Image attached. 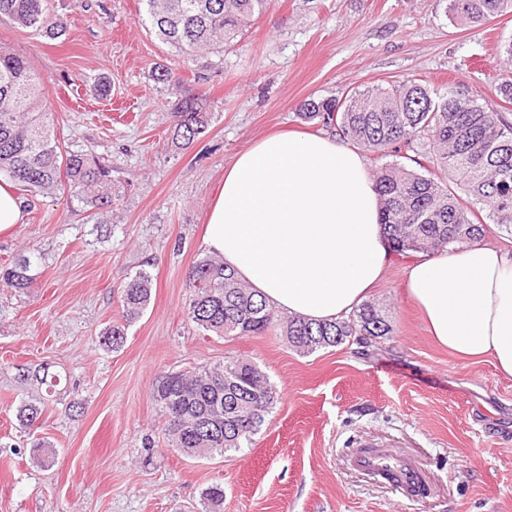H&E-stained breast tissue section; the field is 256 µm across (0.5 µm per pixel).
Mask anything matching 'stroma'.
<instances>
[{
  "label": "stroma",
  "mask_w": 512,
  "mask_h": 512,
  "mask_svg": "<svg viewBox=\"0 0 512 512\" xmlns=\"http://www.w3.org/2000/svg\"><path fill=\"white\" fill-rule=\"evenodd\" d=\"M48 7L67 22L62 37L4 20L0 45L31 60L62 145L110 165L120 196L100 214L21 192L27 219L0 237V270L26 254L34 277L25 291L0 286V512H202L216 484L223 512H512V378L434 342L404 293L409 259H393L367 298L391 331L366 355L351 343L302 354L276 329L204 334L186 286L238 153L278 131L322 133L298 115L306 100L395 80L496 101L512 80V15L462 27L443 0H273L223 56L190 60L142 24L141 0ZM187 96L203 97L210 121L182 149L170 114ZM143 268L150 303L124 346L105 350L120 284ZM228 357L256 363L277 401L250 444L189 457L168 444L152 386ZM39 366L55 388L30 378ZM24 400L43 403L27 430L15 417ZM34 439L53 464L32 456ZM365 448L411 457L423 492L403 498L355 469Z\"/></svg>",
  "instance_id": "1"
}]
</instances>
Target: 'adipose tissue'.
Masks as SVG:
<instances>
[{
	"label": "adipose tissue",
	"mask_w": 512,
	"mask_h": 512,
	"mask_svg": "<svg viewBox=\"0 0 512 512\" xmlns=\"http://www.w3.org/2000/svg\"><path fill=\"white\" fill-rule=\"evenodd\" d=\"M203 242L270 306L316 320L350 314L393 256L361 151L330 134L279 133L239 153ZM406 294L439 345L512 377V251L477 241L418 254Z\"/></svg>",
	"instance_id": "adipose-tissue-1"
}]
</instances>
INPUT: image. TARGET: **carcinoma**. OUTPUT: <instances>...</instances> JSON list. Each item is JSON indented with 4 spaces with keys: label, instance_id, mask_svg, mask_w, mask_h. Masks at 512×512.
Returning <instances> with one entry per match:
<instances>
[{
    "label": "carcinoma",
    "instance_id": "1",
    "mask_svg": "<svg viewBox=\"0 0 512 512\" xmlns=\"http://www.w3.org/2000/svg\"><path fill=\"white\" fill-rule=\"evenodd\" d=\"M156 37L196 56L222 53L272 0H142ZM446 12L465 24L512 13V0H447ZM0 18L55 39L67 28L47 14L46 0H0ZM43 79L29 60L0 46V176L35 195L75 197L99 210L118 197L112 167L97 157L62 146L42 100ZM499 102L481 104L461 91L440 93L418 79L355 91L341 98L310 99L299 115L335 131L376 158L407 153L409 166L385 163L375 171L383 225L395 255L431 254L472 242L484 232L479 218L512 235V81L497 88ZM173 117V140L189 147L209 124L199 99L185 98ZM29 256L19 255L0 275L8 288L31 287ZM191 320L216 336H246L277 328L300 353L335 347L352 339L368 349L391 331L380 308L363 304L347 317L312 322L277 315L242 283L219 256L197 260L186 275ZM152 280L141 270L120 288V319L103 329L101 342L116 351L127 329L144 312ZM151 397L164 416L171 446L192 457L224 455L251 442L272 408L276 391L256 364L229 359L215 367L170 371ZM42 408L22 403L16 420L34 426ZM224 489L203 496L204 512H221Z\"/></svg>",
    "mask_w": 512,
    "mask_h": 512
}]
</instances>
